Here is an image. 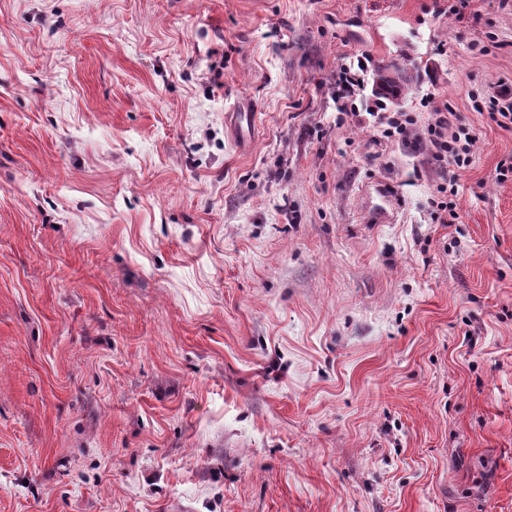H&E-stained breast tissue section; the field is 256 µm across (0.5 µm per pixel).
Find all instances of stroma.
<instances>
[{
  "mask_svg": "<svg viewBox=\"0 0 512 512\" xmlns=\"http://www.w3.org/2000/svg\"><path fill=\"white\" fill-rule=\"evenodd\" d=\"M403 53L480 130L449 226L334 125ZM505 86L512 0H0V512H512ZM364 66L358 60L357 69L354 65H343L336 72L335 86L339 98L352 99L358 95L364 83ZM488 118L497 127L512 131V93L502 88L488 100ZM230 125L235 139L239 143L242 150H246L252 139V130L254 129L255 116L253 112L239 110L238 112H231ZM374 191L383 204L373 205L369 208L371 222L375 224L389 223L394 218L398 206L397 194L389 184H377ZM387 206L391 207L392 215H390Z\"/></svg>",
  "mask_w": 512,
  "mask_h": 512,
  "instance_id": "obj_1",
  "label": "stroma"
}]
</instances>
